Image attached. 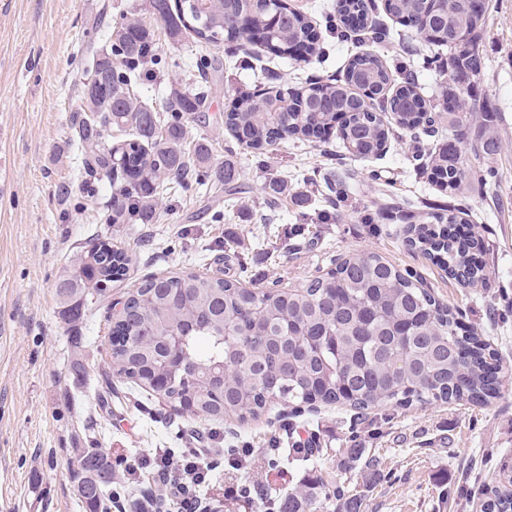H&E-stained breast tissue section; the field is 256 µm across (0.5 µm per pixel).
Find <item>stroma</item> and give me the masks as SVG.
<instances>
[{
  "label": "stroma",
  "instance_id": "obj_1",
  "mask_svg": "<svg viewBox=\"0 0 512 512\" xmlns=\"http://www.w3.org/2000/svg\"><path fill=\"white\" fill-rule=\"evenodd\" d=\"M141 0H0V512H84L71 478L76 449L101 447L117 472L139 464L128 499L150 502L149 512H168L170 494L141 459L154 449L181 452L195 433H218L220 448L249 446L260 455L254 470L219 464L218 478L200 501L201 512H262L261 500L229 503L224 479H259L266 494L284 496L310 468L324 479L359 491L362 512H481V490L501 466L512 464V0H487L485 26L477 43L487 68L474 87L479 112L461 127L440 124L437 135L397 130L385 151L353 156L337 134L314 141H275L257 152L241 145L224 125L233 99L244 92L301 89L311 80L342 78L347 60L378 55L388 67L411 64L417 90L437 100L442 79L428 65L425 42L396 18H375L393 34L377 43L369 31L337 38L331 24L336 0H288L314 22L324 58H282L268 49L227 41L200 50L192 39L171 44L164 30L155 42L162 64L148 68L142 90L163 106L173 89L194 86L197 57L212 58L207 101L199 116L187 115L188 148L205 144L213 161L232 160L244 188L230 199L219 189L197 186L167 195L151 224L109 223L112 188L102 184L93 200L82 198L87 173L69 131L87 68V49L99 43L104 24ZM500 142L491 156L474 151L485 125ZM455 147L475 176L469 191L442 190L429 174H415V147ZM345 177L349 192L335 221L318 225L310 240L291 234L293 225L316 219L328 205L323 177ZM278 206L267 213L264 202ZM455 207L465 211L469 231L482 238L485 285L467 287L400 235L406 215ZM271 233L280 251L263 245ZM121 242L132 257L126 278L112 286L120 299L148 276L171 273L224 274V245L244 286L262 290L301 287L334 268L335 262L374 252L399 269L421 275L427 288L463 323L485 336L500 358L501 396L488 406L435 403L374 411L358 422L345 407L299 413L277 404L258 419L214 424L172 411L160 399L137 406L126 401L125 380L108 368V307L100 305L83 324L66 328L59 316L56 284L76 248L102 238ZM85 339V380L69 374L72 337ZM111 390V412L97 395ZM321 442L315 463L288 462L287 434ZM358 442L365 458L344 462ZM277 447L272 466L265 454ZM381 461L371 477L364 461Z\"/></svg>",
  "mask_w": 512,
  "mask_h": 512
}]
</instances>
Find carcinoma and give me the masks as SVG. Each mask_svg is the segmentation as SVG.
Returning <instances> with one entry per match:
<instances>
[{
	"label": "carcinoma",
	"mask_w": 512,
	"mask_h": 512,
	"mask_svg": "<svg viewBox=\"0 0 512 512\" xmlns=\"http://www.w3.org/2000/svg\"><path fill=\"white\" fill-rule=\"evenodd\" d=\"M409 20L427 45L448 48V64H439L448 76L442 99L434 104L415 90V78L399 66L400 82L378 56L363 53L349 60L345 77L331 83L311 82L304 89L243 94L235 99L225 123L242 145L262 150L275 136L318 138L332 127L336 114L347 113L340 127L344 147L353 155H380L397 125L412 130L434 124L431 113L448 115V124L460 127L468 119L467 100L473 83L483 74L486 60L476 39L484 28V4L479 0H338L340 23L363 21L379 42L392 38L380 24H368L378 9ZM163 26L172 43L190 36L195 42L218 46L233 36L250 41L252 30L264 32L263 41L284 55L304 41L305 53L319 55L318 39L309 19L288 7L286 0H144L142 8L121 14L102 31L105 48H92L71 127L93 177L86 196L95 197V184L114 182L118 161L123 183L112 193V223L151 224L159 201L187 185L193 172L186 152V127L163 115H191L205 105L203 87L175 90L165 111L150 105L141 90L144 55L155 45L156 25ZM117 127L122 139L103 140L106 128ZM499 141L486 127L477 151L493 155ZM196 161L206 165L199 184L224 186L225 193H242L235 164L209 163L200 146ZM423 154L412 155L413 168ZM432 175L442 188L467 190L472 173L448 147L426 156ZM464 223L459 212H430L426 221L410 224L406 246L425 255L449 276L467 285L486 280L478 255L482 241L456 237ZM129 253L101 240L82 250L56 285L60 316L76 327L87 312L109 297L112 283L127 275ZM179 337L178 350L189 362L191 382L171 372L169 343ZM110 369L126 380L134 398L161 396L178 404L187 389L194 391L189 414L205 421L241 422L258 418L274 400L295 407L320 402L355 411L367 418L372 408H404L414 403L485 405L500 396L498 365L491 345L462 326L459 317L425 288L420 275L400 270L382 256L369 253L346 259L323 276L291 291L269 287L244 288L240 276L196 273L150 277L128 294L116 323L109 324ZM71 348L70 364L76 379L86 368L78 357L82 338ZM80 470L73 480L85 512H109L112 486L124 478L100 448L77 449ZM93 485L85 494L82 486ZM482 512H512V470H503L484 490ZM340 512H361L362 495L336 486L322 476L305 479L282 497L280 512H326L332 502Z\"/></svg>",
	"instance_id": "cac0c4a2"
}]
</instances>
